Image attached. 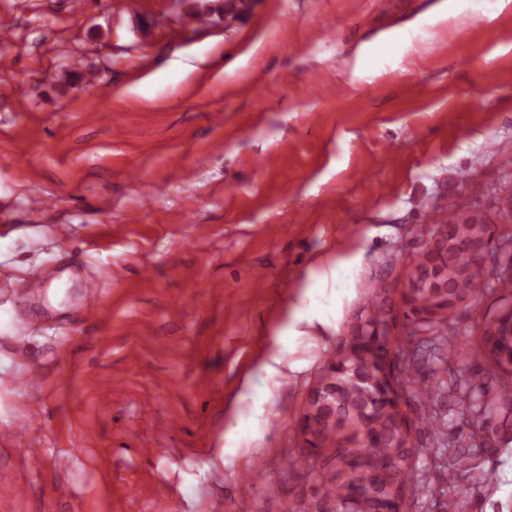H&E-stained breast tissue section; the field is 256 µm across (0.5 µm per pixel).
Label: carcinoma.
Here are the masks:
<instances>
[{"label":"carcinoma","mask_w":512,"mask_h":512,"mask_svg":"<svg viewBox=\"0 0 512 512\" xmlns=\"http://www.w3.org/2000/svg\"><path fill=\"white\" fill-rule=\"evenodd\" d=\"M448 233L455 242L449 263L458 270L474 264L470 249L472 240L482 233L475 224H449ZM483 288L480 275L456 276L448 279V298L469 299V304L481 301ZM383 287L376 282L368 285L365 301L358 312L364 339L371 345L369 361L357 362V348L346 345V352L332 363L317 379L319 395L308 401L304 409L320 421L315 452L311 453V475L323 490L319 504H333L336 512H404V494L416 483L410 459L420 452L411 441H403L400 428L409 417L400 415L398 401L408 389L414 390L419 403L427 406L436 397L434 380L399 379L392 387L381 372L387 355L400 348L397 336H379L378 330L388 328L394 308L382 298ZM431 330L439 345L438 363L454 358L464 359L469 351L481 352L489 360L493 386L475 391L469 381L458 380L455 399L461 411L481 410L488 418H498L494 428L482 431L487 442L491 436L512 429V391L499 389L512 378V322L499 320V314L483 315L475 340L445 337L443 327Z\"/></svg>","instance_id":"1"}]
</instances>
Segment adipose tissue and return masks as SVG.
Here are the masks:
<instances>
[{
  "label": "adipose tissue",
  "instance_id": "obj_1",
  "mask_svg": "<svg viewBox=\"0 0 512 512\" xmlns=\"http://www.w3.org/2000/svg\"><path fill=\"white\" fill-rule=\"evenodd\" d=\"M355 263L356 260L352 257H320L319 271L309 272L305 278L297 282L299 302L285 308L281 323L273 330L274 336L297 338L303 336L306 327L312 326L313 323L329 324L331 314L321 303L320 292L327 288L339 290L342 274L353 272Z\"/></svg>",
  "mask_w": 512,
  "mask_h": 512
}]
</instances>
